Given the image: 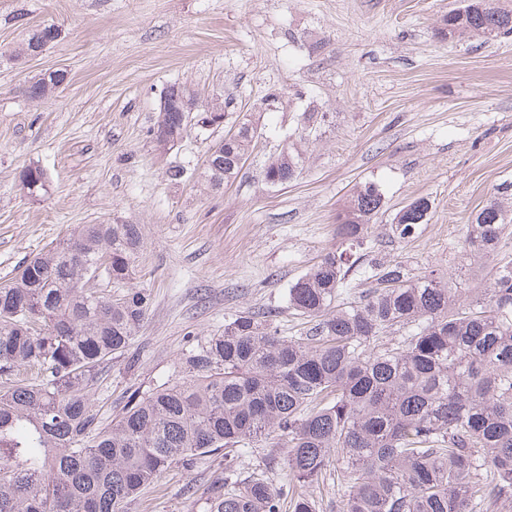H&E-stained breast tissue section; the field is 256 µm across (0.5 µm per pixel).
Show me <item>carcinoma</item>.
I'll use <instances>...</instances> for the list:
<instances>
[{
	"label": "carcinoma",
	"mask_w": 512,
	"mask_h": 512,
	"mask_svg": "<svg viewBox=\"0 0 512 512\" xmlns=\"http://www.w3.org/2000/svg\"><path fill=\"white\" fill-rule=\"evenodd\" d=\"M439 33L493 38L512 33V12L495 0H465ZM63 77L33 82L40 100ZM182 101L160 113L173 132ZM251 122L213 156L208 177H236L253 139ZM299 156L283 150L264 178H296ZM384 207L368 182L337 227L340 245L291 284L289 307L314 321L308 335H277L276 314H241L219 336L201 337L179 358L181 377L133 392L104 425L90 408L97 367L125 352L150 293L130 284L142 244L138 224H84L0 285V512H128L168 469L224 453L228 482L202 492L206 512H317L303 493L328 474L336 512H496L512 502V226L504 197L480 207L465 244L495 258L481 288H457L430 272L369 260L374 287L339 300L349 259ZM419 197L393 218L409 239L427 223ZM102 274L119 295L86 282ZM280 451V480L237 477L239 449Z\"/></svg>",
	"instance_id": "cac0c4a2"
}]
</instances>
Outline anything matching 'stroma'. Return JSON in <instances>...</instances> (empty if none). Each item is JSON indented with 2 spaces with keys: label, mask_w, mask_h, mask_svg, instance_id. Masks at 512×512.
Listing matches in <instances>:
<instances>
[{
  "label": "stroma",
  "mask_w": 512,
  "mask_h": 512,
  "mask_svg": "<svg viewBox=\"0 0 512 512\" xmlns=\"http://www.w3.org/2000/svg\"><path fill=\"white\" fill-rule=\"evenodd\" d=\"M461 0H0V284L84 224H137L144 323L89 384L102 423L132 392L178 375L189 339L246 312L276 311L278 335H305L288 289L336 246L355 188L376 183L385 206L364 251L420 275L465 285L490 257L465 252L475 212L512 186V34L451 41L437 29ZM60 36L21 54L44 25ZM62 70L34 101L27 88ZM186 87L199 103L230 101L226 127L249 119L257 139L238 177L211 187L209 147L223 129L190 130L159 148L161 98ZM324 123L306 126L308 107ZM301 157L284 186L264 179L283 147ZM43 168L48 189H21ZM184 178L171 179L173 166ZM428 221L409 239L394 215L419 197ZM224 478V456L164 473L129 512H204L187 493Z\"/></svg>",
  "instance_id": "35a3bbf8"
}]
</instances>
